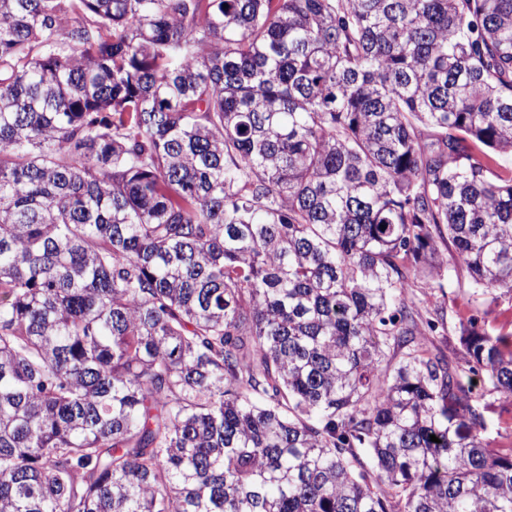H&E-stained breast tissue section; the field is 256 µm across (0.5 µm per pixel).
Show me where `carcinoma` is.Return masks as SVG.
Here are the masks:
<instances>
[{
  "label": "carcinoma",
  "instance_id": "cac0c4a2",
  "mask_svg": "<svg viewBox=\"0 0 512 512\" xmlns=\"http://www.w3.org/2000/svg\"><path fill=\"white\" fill-rule=\"evenodd\" d=\"M491 151L512 0H0V512H512ZM441 256L448 264V281H444V291H435L431 297L432 309L438 308L443 314V325L437 336H429L432 345L446 355L462 357L460 326L475 315L479 326H484L493 334L512 333V293L503 292L496 303L486 306L474 302L471 294L473 286L467 272L460 266L455 252L441 247ZM485 402L490 404L483 411L490 448L506 452L512 442V398L489 396Z\"/></svg>",
  "mask_w": 512,
  "mask_h": 512
}]
</instances>
